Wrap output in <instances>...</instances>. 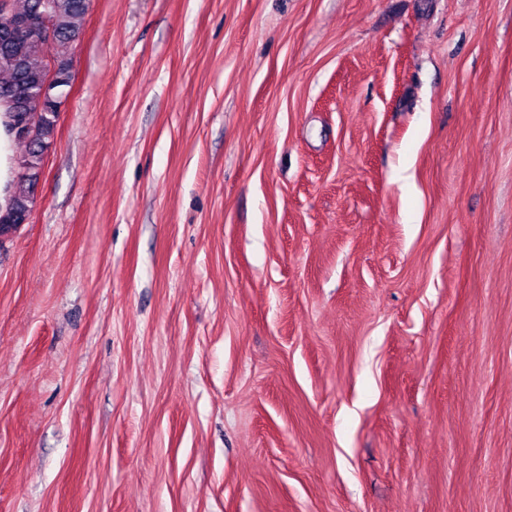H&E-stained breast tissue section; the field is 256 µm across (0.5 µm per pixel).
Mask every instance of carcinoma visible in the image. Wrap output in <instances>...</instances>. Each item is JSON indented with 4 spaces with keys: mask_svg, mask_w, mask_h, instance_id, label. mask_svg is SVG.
<instances>
[{
    "mask_svg": "<svg viewBox=\"0 0 512 512\" xmlns=\"http://www.w3.org/2000/svg\"><path fill=\"white\" fill-rule=\"evenodd\" d=\"M86 10V0H7L10 17L47 16L53 37L48 43L37 31L15 32L0 25V100L9 111L27 117V124L16 129L26 152L18 159L16 191L0 213V243L29 220L43 159L54 140L61 100L45 90L49 75L45 58L52 45L79 38Z\"/></svg>",
    "mask_w": 512,
    "mask_h": 512,
    "instance_id": "carcinoma-1",
    "label": "carcinoma"
}]
</instances>
